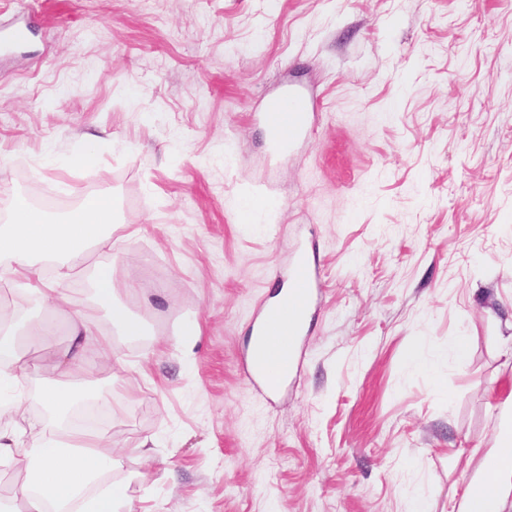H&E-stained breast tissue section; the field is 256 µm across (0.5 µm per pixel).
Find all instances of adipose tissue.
I'll list each match as a JSON object with an SVG mask.
<instances>
[{
	"instance_id": "1",
	"label": "adipose tissue",
	"mask_w": 512,
	"mask_h": 512,
	"mask_svg": "<svg viewBox=\"0 0 512 512\" xmlns=\"http://www.w3.org/2000/svg\"><path fill=\"white\" fill-rule=\"evenodd\" d=\"M112 223V200L105 194L86 198L72 216L53 224L25 200H17L9 223L0 226V262L8 263L20 289L37 304L49 310L73 306L62 283L70 278L75 261L108 244ZM94 291L107 315L101 318L89 309L75 312L67 345L50 353L40 396L53 415L43 423L37 444L23 446L15 424L0 428V466L27 474L20 489L24 512H132L123 486L103 480L116 468L119 456L104 445L102 433L60 418L86 394L84 386L69 377L82 368L86 348L102 324L117 326L127 336L144 332L142 323L116 301L112 266L97 267ZM28 368L25 354L18 350L17 334L0 332V394H13ZM511 486L512 448L503 456L488 498L476 502L471 492H463L466 512H506L512 504L507 492Z\"/></svg>"
}]
</instances>
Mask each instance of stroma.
<instances>
[{
  "label": "stroma",
  "instance_id": "stroma-1",
  "mask_svg": "<svg viewBox=\"0 0 512 512\" xmlns=\"http://www.w3.org/2000/svg\"><path fill=\"white\" fill-rule=\"evenodd\" d=\"M10 24L0 187L109 194L76 301L111 263L147 323L80 376L112 396L106 478L133 512H458L512 414V0H0ZM289 89L316 109L280 157L259 101ZM303 256L300 369L269 395L251 332ZM22 345L35 424L44 352Z\"/></svg>",
  "mask_w": 512,
  "mask_h": 512
}]
</instances>
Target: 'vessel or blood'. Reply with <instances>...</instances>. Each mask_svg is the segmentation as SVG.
Wrapping results in <instances>:
<instances>
[{
	"mask_svg": "<svg viewBox=\"0 0 512 512\" xmlns=\"http://www.w3.org/2000/svg\"><path fill=\"white\" fill-rule=\"evenodd\" d=\"M313 109L310 99L295 93L262 100L261 112L271 144L285 148L298 140L306 131L307 116ZM313 290L310 267L307 261L298 260L288 277L286 297L261 314L247 372L250 378L261 380L268 390H277L297 367L298 342Z\"/></svg>",
	"mask_w": 512,
	"mask_h": 512,
	"instance_id": "b4317fda",
	"label": "vessel or blood"
}]
</instances>
